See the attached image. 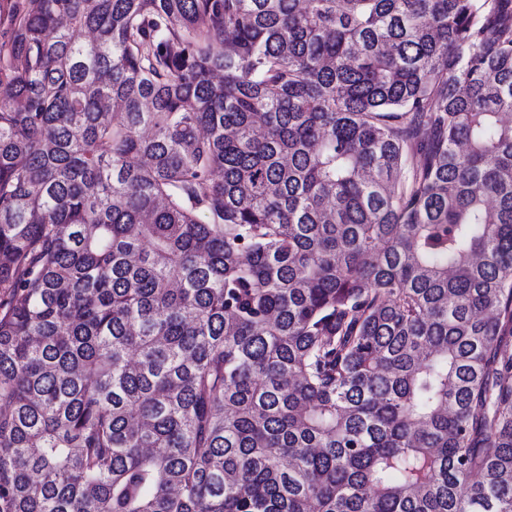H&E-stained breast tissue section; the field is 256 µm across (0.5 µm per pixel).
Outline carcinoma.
<instances>
[{
    "instance_id": "1",
    "label": "carcinoma",
    "mask_w": 512,
    "mask_h": 512,
    "mask_svg": "<svg viewBox=\"0 0 512 512\" xmlns=\"http://www.w3.org/2000/svg\"><path fill=\"white\" fill-rule=\"evenodd\" d=\"M0 512H512V0H0Z\"/></svg>"
}]
</instances>
